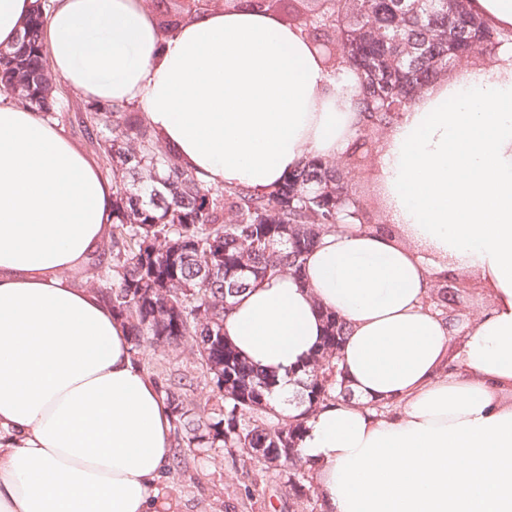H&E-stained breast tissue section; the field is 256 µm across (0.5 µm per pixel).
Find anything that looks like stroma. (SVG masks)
<instances>
[{
    "label": "stroma",
    "mask_w": 512,
    "mask_h": 512,
    "mask_svg": "<svg viewBox=\"0 0 512 512\" xmlns=\"http://www.w3.org/2000/svg\"><path fill=\"white\" fill-rule=\"evenodd\" d=\"M142 365L160 377L184 373L201 379L203 368L187 353L146 352ZM177 512H310L309 503L288 492L277 471L259 464L232 466L224 449L186 455L163 482Z\"/></svg>",
    "instance_id": "obj_1"
}]
</instances>
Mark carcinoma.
Masks as SVG:
<instances>
[{"mask_svg": "<svg viewBox=\"0 0 512 512\" xmlns=\"http://www.w3.org/2000/svg\"><path fill=\"white\" fill-rule=\"evenodd\" d=\"M275 15L316 46L325 67L357 79L359 135L345 161L311 158L268 193L206 185L161 146L140 113L123 103H88L69 112L57 97L60 77L45 45L48 4L36 5L17 39L0 49V89L57 122L77 125L104 158L115 187L112 224L87 257L101 297L127 326L134 356L190 350L199 356L217 407L204 416L187 400L193 379L160 385L173 426V460L222 448L273 467L298 499L314 500L305 484L298 443L310 413L350 400L339 353L344 324L323 313L325 332L303 365V394L285 415L273 402L278 378L255 368L224 341V318L247 288L283 274L300 276L322 236L348 224H370L351 188L355 169L376 153L400 114L448 64L483 55L512 40L473 14L468 0H225ZM167 36L207 11L205 0H153ZM458 288L438 281L428 304L461 320ZM262 449V457L252 454Z\"/></svg>", "mask_w": 512, "mask_h": 512, "instance_id": "carcinoma-1", "label": "carcinoma"}]
</instances>
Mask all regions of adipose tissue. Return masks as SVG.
I'll use <instances>...</instances> for the list:
<instances>
[{
  "label": "adipose tissue",
  "mask_w": 512,
  "mask_h": 512,
  "mask_svg": "<svg viewBox=\"0 0 512 512\" xmlns=\"http://www.w3.org/2000/svg\"><path fill=\"white\" fill-rule=\"evenodd\" d=\"M50 2L52 69L134 104L205 184L266 192L359 134L354 76L272 16L213 8L165 38L140 0ZM372 175L397 233L323 236L302 278L236 299L224 339L283 400L323 311L344 319L352 397L300 441L327 512H512V44L425 91ZM112 193L61 127L0 93V512H176L160 388L111 308L64 276L101 242ZM469 273L491 307L453 328L425 301Z\"/></svg>",
  "instance_id": "1"
}]
</instances>
